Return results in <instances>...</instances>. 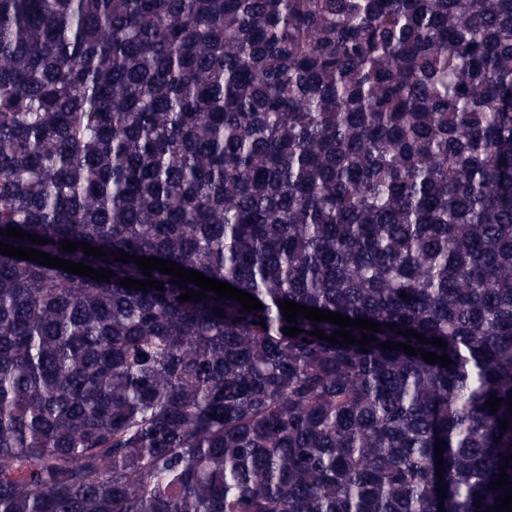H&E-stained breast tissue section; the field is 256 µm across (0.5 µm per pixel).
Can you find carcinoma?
Masks as SVG:
<instances>
[{
  "label": "carcinoma",
  "instance_id": "obj_1",
  "mask_svg": "<svg viewBox=\"0 0 512 512\" xmlns=\"http://www.w3.org/2000/svg\"><path fill=\"white\" fill-rule=\"evenodd\" d=\"M7 227L113 276L0 254V512H485L512 476V0H0Z\"/></svg>",
  "mask_w": 512,
  "mask_h": 512
}]
</instances>
